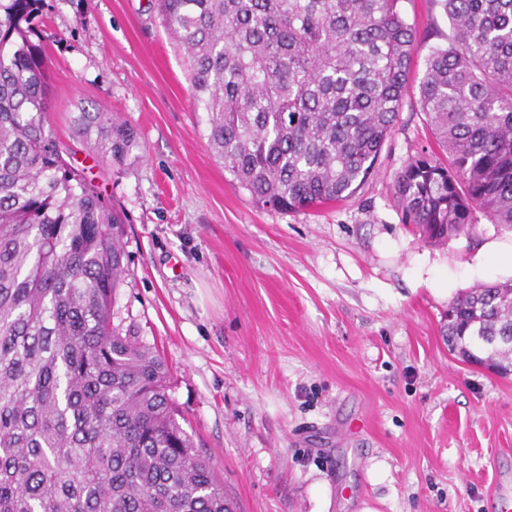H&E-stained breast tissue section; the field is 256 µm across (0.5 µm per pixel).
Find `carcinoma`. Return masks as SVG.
<instances>
[{
	"label": "carcinoma",
	"mask_w": 512,
	"mask_h": 512,
	"mask_svg": "<svg viewBox=\"0 0 512 512\" xmlns=\"http://www.w3.org/2000/svg\"><path fill=\"white\" fill-rule=\"evenodd\" d=\"M0 0V512H235L179 422L161 355L114 323L126 217L71 165L47 120L37 18ZM452 29L419 83L438 152L397 172L406 222L432 242L481 213L512 228V0H435ZM187 54L209 146L259 207L340 201L372 173L403 107L416 32L402 0H156ZM107 168L137 132L83 107ZM512 283L448 305V346L512 367Z\"/></svg>",
	"instance_id": "carcinoma-1"
}]
</instances>
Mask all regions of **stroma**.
<instances>
[{
    "label": "stroma",
    "mask_w": 512,
    "mask_h": 512,
    "mask_svg": "<svg viewBox=\"0 0 512 512\" xmlns=\"http://www.w3.org/2000/svg\"><path fill=\"white\" fill-rule=\"evenodd\" d=\"M417 49L372 175L307 211L257 206L207 140L188 60L154 0H44L50 124L128 217L114 306L165 360L172 395L239 512H486L512 472V375L462 362L448 304L512 273V231L479 218L443 244L404 223L394 180L437 149L418 84L450 27L403 0ZM100 108L143 154L94 167L71 117Z\"/></svg>",
    "instance_id": "stroma-1"
}]
</instances>
